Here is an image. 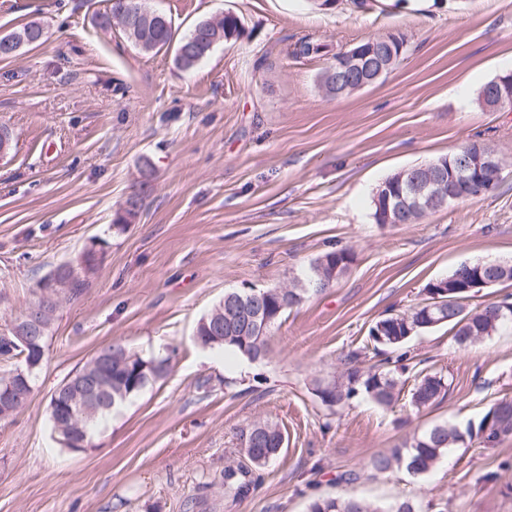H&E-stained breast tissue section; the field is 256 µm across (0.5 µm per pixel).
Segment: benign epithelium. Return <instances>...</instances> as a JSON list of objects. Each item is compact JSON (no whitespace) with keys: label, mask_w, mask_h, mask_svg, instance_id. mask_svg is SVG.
Instances as JSON below:
<instances>
[{"label":"benign epithelium","mask_w":512,"mask_h":512,"mask_svg":"<svg viewBox=\"0 0 512 512\" xmlns=\"http://www.w3.org/2000/svg\"><path fill=\"white\" fill-rule=\"evenodd\" d=\"M152 14L147 9L122 11L117 20L127 28L149 22ZM401 48L386 37L371 42L365 50L356 47L346 55L345 75L349 83L336 86V93L358 92L382 78L391 70L396 55ZM481 103L489 111L512 110V73L496 78L489 92L482 95ZM504 165L494 151L465 152L452 162L443 158L423 164L418 169L405 171L399 179L398 189L392 195L394 216L406 211L424 214L450 207L461 200L469 191L487 194L496 191L503 181ZM105 260V253L98 240L92 239L83 249L79 266L73 269V275L83 277L97 272ZM65 282L51 281L45 289L46 303L41 307H30L24 316L9 323V329L0 332V347L10 350L28 345V333L41 326L44 318L50 314L52 306L62 296H67ZM269 292L263 288L252 287L243 295L232 299L240 316L251 322L256 329L265 331L269 319L265 312V301ZM61 393L58 402L60 409L53 410L54 418L64 437V442L77 446L84 451L92 442L82 437L81 422L91 413L108 403L106 381L103 372L92 379L67 381L58 387ZM19 397L14 387L6 385L0 388V410L11 414L17 406Z\"/></svg>","instance_id":"1"}]
</instances>
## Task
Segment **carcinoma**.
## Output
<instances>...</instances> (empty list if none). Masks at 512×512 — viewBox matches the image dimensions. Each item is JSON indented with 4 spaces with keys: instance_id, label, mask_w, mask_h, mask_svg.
<instances>
[{
    "instance_id": "carcinoma-1",
    "label": "carcinoma",
    "mask_w": 512,
    "mask_h": 512,
    "mask_svg": "<svg viewBox=\"0 0 512 512\" xmlns=\"http://www.w3.org/2000/svg\"><path fill=\"white\" fill-rule=\"evenodd\" d=\"M221 29L223 41L237 39L241 35L239 19L230 13L224 15L219 27L215 28L207 21L195 24L188 35L179 41L184 45L189 41L196 44L194 62L185 66L190 70L211 52V38L216 29ZM41 24L32 21L8 33V37L28 47H38L45 42L41 36ZM137 37L145 39L144 51L159 50L173 40L172 26L169 20L154 19L146 31L137 33ZM329 53L328 45L311 37L305 36L285 46L283 54L294 59H309ZM354 260L351 249L342 247L327 250L316 257L310 264L309 271L303 276H294L288 289V303L275 307L272 312L270 327L281 322L288 310L302 304L312 293L319 292L317 285L322 282L335 283L348 272ZM486 262L477 261L462 264L448 275V285L454 286L466 276H475L479 268ZM424 298L415 307L406 312L388 313L376 320L368 329L366 343L358 350L349 352L350 360H356L363 350H371L383 355L378 363L366 368H352L340 382L330 385H316L315 393L321 403L329 408L350 404L356 398H368L380 406H391L399 400L401 394L409 395L411 406L416 410L429 407L448 395V380L438 372L417 371L412 378H401V374L409 369L408 352L404 351L407 342L413 337L427 331L424 327L426 315L433 314L429 301ZM224 316V335L207 334L206 325L198 324L199 333L207 336L201 347L211 350L231 349L241 355L255 359L266 353L268 335L260 336L241 325L237 314L229 306L215 305L207 317L215 312ZM443 322L439 327H446L453 333L460 346L475 344L492 335L499 327L512 323V315H500L498 309L487 304L478 310H469L462 303L457 309L445 310ZM53 329V320H48L37 332V343L33 347L17 350L14 354L0 352V387L12 384L33 393L34 382L40 367H35L26 378L21 380L14 376L15 366L28 362L30 359H42L45 347ZM110 359V377L107 390L111 403L100 408L85 423L87 434H92L93 426L112 411L123 406L129 399L144 390L148 385L165 377L169 371V358L145 357L132 352L122 345L108 347L99 351L78 371L71 375L77 379L85 373H93L99 369L104 357ZM282 429L272 421L262 420L251 423L241 431V440L252 439L256 435L262 440L259 446L244 448L246 463L230 462L224 471L208 477L205 487H219L224 494L233 498L246 496L256 486L255 473L265 468L272 459L280 454L278 441ZM512 435V405L498 399L476 423H469L462 430L455 425L439 424L431 427L421 436L415 438L407 448H395L388 455L373 459L370 469L384 473L393 467H403L407 471L424 475L448 453V450L464 444L468 440L477 439L486 447L495 445L501 438ZM309 512H420L416 505L408 499H397L388 503L370 502L358 497H325L314 500Z\"/></svg>"
}]
</instances>
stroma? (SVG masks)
<instances>
[{
	"label": "stroma",
	"instance_id": "35a3bbf8",
	"mask_svg": "<svg viewBox=\"0 0 512 512\" xmlns=\"http://www.w3.org/2000/svg\"><path fill=\"white\" fill-rule=\"evenodd\" d=\"M146 4L179 38L227 12L242 35L184 71L175 48L145 52L120 25L100 29L107 0H0V35L33 20L46 32L42 46L0 59V126L12 135L0 160V324L89 239L106 251L86 293L56 311L30 400L0 420V512H308L347 495L512 512V436L458 445L423 476L366 469L431 426H466L512 397V324L466 349L445 328L412 338L413 365L450 384L419 412L404 400L330 409L313 389L340 380L371 324L415 306L429 281L466 262L512 261V111L477 101L512 72V0ZM392 33L407 41L393 70L337 99L319 87L327 58L281 53L307 35L347 48ZM478 138L505 161L496 192L417 224L375 223L383 180ZM147 164L142 209L118 230ZM336 246L353 250L350 270L283 317L264 357L197 345L198 320L225 290L283 285ZM112 343L169 358V372L115 410L90 448L70 451L53 438L51 394ZM257 419L279 423L287 443L254 490L232 499L203 488L242 460L239 432Z\"/></svg>",
	"mask_w": 512,
	"mask_h": 512
}]
</instances>
